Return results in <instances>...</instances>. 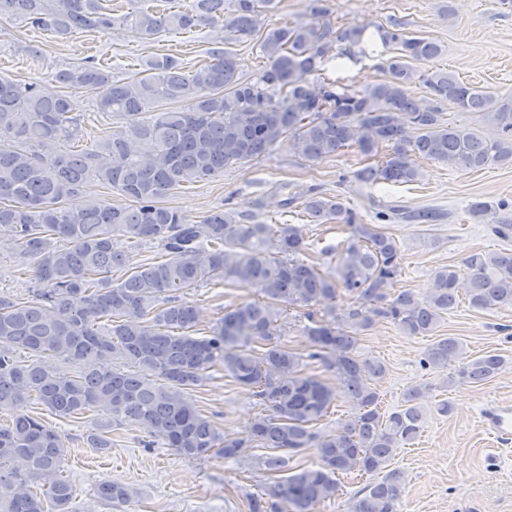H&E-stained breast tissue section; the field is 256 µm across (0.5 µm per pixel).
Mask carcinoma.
Returning a JSON list of instances; mask_svg holds the SVG:
<instances>
[{"label":"carcinoma","mask_w":512,"mask_h":512,"mask_svg":"<svg viewBox=\"0 0 512 512\" xmlns=\"http://www.w3.org/2000/svg\"><path fill=\"white\" fill-rule=\"evenodd\" d=\"M112 2L0 0V16L60 35L130 26L151 37L220 23L226 46L259 38L265 64L245 80L228 49L211 52L212 61L189 73L164 54L118 79L89 59L58 72L63 92L55 97L42 95L35 82L0 77V235L11 238L35 280L26 298L0 294V413H10L0 424V512H73L74 489L61 475L64 442L51 421L28 412L33 399L62 419L99 404L110 408L111 418L89 434L90 447L101 450L112 447V427L128 425L187 459L241 462L246 449L269 448L273 454L257 466L270 473L288 470L307 451L316 455L317 467L250 495V512H316L336 498V475L351 472L372 481L352 498L349 512H401L405 480L389 466L397 449L422 432L428 386L414 385L395 411L382 414L386 368L357 353L358 336L379 321L408 336L430 335L459 304L462 275L471 308H512V250L473 253L464 274L440 267L420 294L395 287L402 265L396 239L356 223L339 198L314 188L287 204L351 229L331 274L301 258L307 246L294 224H265L253 213L225 209L195 223L163 201L284 142L310 164L353 145L369 157L386 149L356 174L366 184L420 181L416 155L465 173L512 165V96L436 69L424 78L430 103L415 102L405 91L418 74L415 64L437 59L441 48L396 23L378 29L389 54L387 76L362 91H336V83L320 77L321 66L337 43L349 56L366 54V29L333 32L322 20L321 0H311L315 21L263 30L261 16L277 0H194L177 11L155 6L159 0H126L129 12L120 16L124 5ZM80 91L121 126L77 150L84 137ZM447 107L479 114L497 137L445 121ZM89 178L131 204L84 198ZM123 238L158 244L161 260L132 264L118 247ZM215 281L253 288L256 297L197 337L195 310L184 294ZM341 289L350 302L338 313L332 302ZM287 305L308 308L306 357L279 341L277 321ZM17 350L29 359L18 360ZM306 358L335 374L354 409L334 432L316 430L336 392L305 370ZM47 359L67 361L73 372L61 376ZM506 365L494 352L467 354L453 336L435 338L423 358L426 368L451 370L450 381L474 384L491 381ZM212 368L262 406L250 440L228 437L195 405L192 391ZM96 495L122 508L137 491L105 478Z\"/></svg>","instance_id":"1"}]
</instances>
